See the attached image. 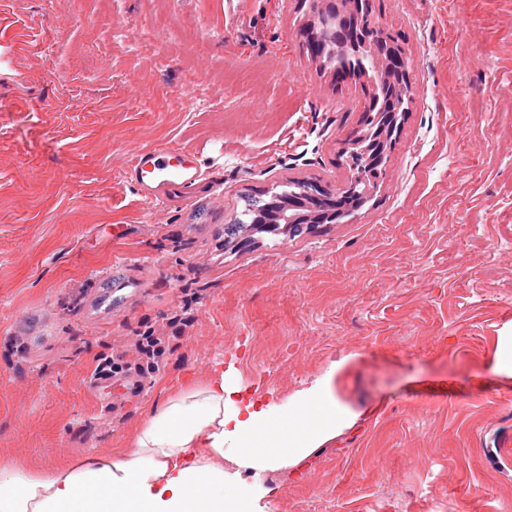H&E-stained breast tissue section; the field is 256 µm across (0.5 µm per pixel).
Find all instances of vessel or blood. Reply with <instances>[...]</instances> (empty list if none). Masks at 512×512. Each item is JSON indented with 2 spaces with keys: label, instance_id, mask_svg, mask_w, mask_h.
Segmentation results:
<instances>
[{
  "label": "vessel or blood",
  "instance_id": "obj_1",
  "mask_svg": "<svg viewBox=\"0 0 512 512\" xmlns=\"http://www.w3.org/2000/svg\"><path fill=\"white\" fill-rule=\"evenodd\" d=\"M147 202L161 204L176 191H189L200 177L196 160L179 147L142 148L128 171Z\"/></svg>",
  "mask_w": 512,
  "mask_h": 512
}]
</instances>
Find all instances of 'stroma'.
I'll return each mask as SVG.
<instances>
[{
	"label": "stroma",
	"mask_w": 512,
	"mask_h": 512,
	"mask_svg": "<svg viewBox=\"0 0 512 512\" xmlns=\"http://www.w3.org/2000/svg\"><path fill=\"white\" fill-rule=\"evenodd\" d=\"M411 100L380 186L296 238L224 244L242 195L349 175L362 84L332 81L297 0H0V462L125 447L218 364L287 401L336 378L361 418L263 473V512H512V0H371ZM195 152L156 207L125 169ZM169 338L159 372H93Z\"/></svg>",
	"instance_id": "35a3bbf8"
}]
</instances>
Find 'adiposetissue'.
<instances>
[{"instance_id":"obj_1","label":"adipose tissue","mask_w":512,"mask_h":512,"mask_svg":"<svg viewBox=\"0 0 512 512\" xmlns=\"http://www.w3.org/2000/svg\"><path fill=\"white\" fill-rule=\"evenodd\" d=\"M336 371L281 403L215 370L147 411L120 453L45 474L0 465V512H257L262 472L295 464L356 420L336 396Z\"/></svg>"}]
</instances>
